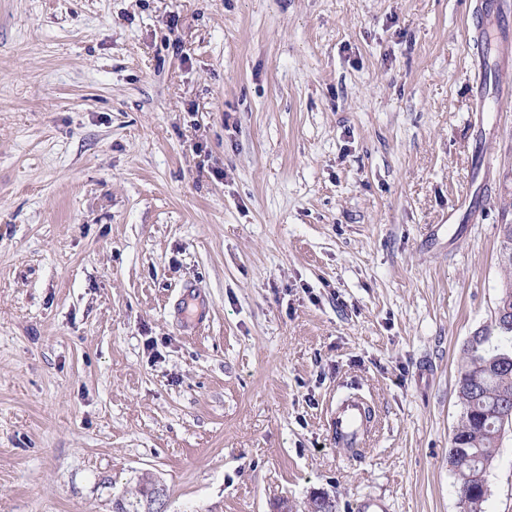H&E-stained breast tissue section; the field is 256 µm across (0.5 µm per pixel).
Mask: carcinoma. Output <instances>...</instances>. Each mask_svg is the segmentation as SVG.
<instances>
[{
  "mask_svg": "<svg viewBox=\"0 0 512 512\" xmlns=\"http://www.w3.org/2000/svg\"><path fill=\"white\" fill-rule=\"evenodd\" d=\"M500 262L512 270V233L500 236ZM461 416L448 450L461 512H482L488 470L498 450V424L512 417V322L493 325L470 337L459 368ZM150 476L141 478L136 496L114 502V512L151 508Z\"/></svg>",
  "mask_w": 512,
  "mask_h": 512,
  "instance_id": "carcinoma-1",
  "label": "carcinoma"
}]
</instances>
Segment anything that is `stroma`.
Masks as SVG:
<instances>
[{
	"mask_svg": "<svg viewBox=\"0 0 512 512\" xmlns=\"http://www.w3.org/2000/svg\"><path fill=\"white\" fill-rule=\"evenodd\" d=\"M479 28L512 10L0 0V512H112L146 472L166 512H460L461 349L512 224ZM354 393L374 428L340 448Z\"/></svg>",
	"mask_w": 512,
	"mask_h": 512,
	"instance_id": "obj_1",
	"label": "stroma"
}]
</instances>
